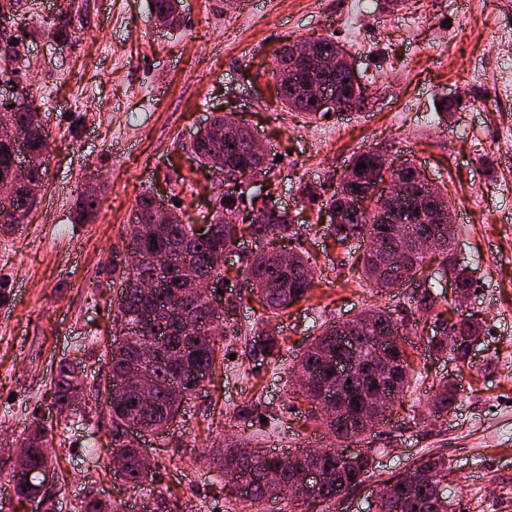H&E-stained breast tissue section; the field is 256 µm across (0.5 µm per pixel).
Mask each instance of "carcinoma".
Segmentation results:
<instances>
[{"mask_svg": "<svg viewBox=\"0 0 512 512\" xmlns=\"http://www.w3.org/2000/svg\"><path fill=\"white\" fill-rule=\"evenodd\" d=\"M150 7L159 26L171 29L177 25L180 0H150ZM19 58L17 42L11 38L5 40L0 45V76L8 74ZM293 70V61L288 57V52L276 55L271 77L278 98L292 111L304 112L311 117L321 115L314 101L288 96L289 73ZM36 113V107L22 100L14 111L0 114V123L11 121L24 128L27 147L33 156L49 140L44 124L33 120ZM213 120L214 128L206 127L198 131L191 142L194 158L205 167L210 166L214 158L223 160V165L215 168L216 174L221 177L227 167L248 169L257 180H271L268 162L254 158L245 131H240L234 139L219 137L215 132V129L226 126L241 127L242 120L232 112L219 113L213 116ZM152 200L153 195L147 192L136 201L130 217L134 255L122 266L121 278H112V285L120 288V301L106 362L108 376L119 380L143 362L142 351L151 337H166L165 353L154 357L151 363L154 397L142 400L131 395L124 403L109 410L112 453L124 459L126 483L134 488L148 481L143 476L147 464L142 438L162 433L176 419L183 400L199 391L206 382V379L198 378L196 372L205 371L213 375L219 353L223 351L220 336L212 327L215 311L208 308V299L195 294V280L209 275L223 278L224 252L232 248L238 233L256 240L269 237L294 239L299 236L301 227L286 209L271 202V193L268 192L262 197H249L248 205L254 218L248 224L231 223V218L235 217V205H225L223 200H218L215 216L224 217V234L220 236L194 240L193 225L181 222L165 224L149 235H138L136 230L139 225L151 223ZM97 203V192L82 191L75 199L78 221L83 223L96 214ZM22 206L21 201L7 204L0 201L1 231L8 233L14 229V225L25 222L27 213L14 214ZM424 220V216L411 219L400 212L393 216V221L407 235L419 233ZM433 230L444 241L439 247L442 252L439 270L451 272L463 288L471 289L473 279L467 268L457 267L447 255L445 241L454 235L453 225L435 224ZM330 232L339 242L351 238L367 242L362 276L369 284L388 291L411 283L421 289V307L430 310L437 303V296L431 291L432 283L419 279L426 257L420 253H410L402 258L400 264L391 265V251L396 241L386 236L377 237L374 217L369 212L355 209L347 213L345 223L330 225ZM243 274L250 284L249 292L273 315L308 299L316 286L309 259L301 252L294 254L287 263L281 262L274 252L261 251L249 255ZM145 277H154L159 281L158 288L151 296L141 295L134 288ZM363 314L368 321L357 327L352 339L359 353V364L369 361L377 365L376 351L380 336L397 327L400 321L389 310L376 306L364 309ZM434 325L429 349L438 355L450 352L460 360L466 359L467 346L484 332L482 322L471 315L455 322L437 319ZM450 334L462 338V342L452 349L448 348ZM342 344L337 323L323 324L320 335L297 356L295 364L299 371L313 372L315 381L308 387L293 386V393L301 395L314 407L313 414L318 424L337 440L351 443L371 434L388 421L392 408L408 390L410 363L408 341L404 340L393 355V375L386 376L381 414L364 423L360 403L364 400L368 384L362 380V372L355 373L347 380L336 377L333 369ZM251 346L259 355L272 356L280 349V341L275 334L264 332L252 339ZM84 389V381L79 379L76 369L67 363L60 364L52 395L58 422H68L76 411V402L82 399ZM343 389L353 393V403L345 413L336 414L334 405H320V397H328ZM457 393L458 387L454 383L440 382L430 402L431 410L436 413L448 412L456 403ZM53 437V429L39 423L28 428L26 437L19 445L27 463L24 477L20 479L22 495L19 500L42 498L41 473L49 469V458L44 449L50 447ZM214 460L223 476L230 477L237 471L239 476L247 477L246 501L252 506L281 498L280 484L290 483L310 465L301 453L273 455L266 452L241 459L220 451ZM372 461V456L360 451L348 454L343 447L330 449L319 462L325 475L319 505L328 506L361 485L372 469ZM412 471L416 480H399L393 496L378 497L377 512H440L436 489H441L447 496L452 493L451 482L448 481V461L442 456L423 457L412 467ZM79 512H121V508L90 493L80 501Z\"/></svg>", "mask_w": 512, "mask_h": 512, "instance_id": "obj_1", "label": "carcinoma"}]
</instances>
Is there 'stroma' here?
I'll return each mask as SVG.
<instances>
[{"label": "stroma", "mask_w": 512, "mask_h": 512, "mask_svg": "<svg viewBox=\"0 0 512 512\" xmlns=\"http://www.w3.org/2000/svg\"><path fill=\"white\" fill-rule=\"evenodd\" d=\"M13 3L0 12V41L19 37L22 60L0 86V111L27 92L50 147L35 215L0 234V443L19 442L35 420L53 428L54 512H78L89 492L122 512H145L158 496L168 512H244L209 463L217 436L268 451L336 447L290 396L293 366L323 323L373 305L415 332L409 390L360 443L374 458L369 477L325 512H375L384 481L429 455L448 460L456 512H512V0H182L171 30L157 25L149 0ZM68 6L65 36H48ZM326 36L352 55L364 107L315 119L283 110L269 74L275 51ZM445 99L456 109L440 110ZM218 112L236 113L263 139L273 199L302 224L299 238L280 247L307 251L322 280L308 300L273 317L242 274L255 244L226 256L223 306L238 333L225 337L223 367L184 400L163 439L147 438L158 477L139 490L114 471L109 412L95 398L120 300L105 269L120 264L116 249L144 193L164 192L184 223L206 218L224 182L192 165L189 145ZM371 147L448 189L451 257L474 281L465 311L485 323L466 361L426 350L447 303L422 310L410 285L375 293L362 278L366 242L336 244L323 210L297 191L307 181L333 192L350 156ZM175 170L184 183L169 180ZM89 181L101 207L82 224L73 200ZM268 327L280 351L256 356L250 342ZM63 360L86 385L64 429L52 410ZM446 378L461 388L437 418L428 400Z\"/></svg>", "instance_id": "stroma-1"}]
</instances>
